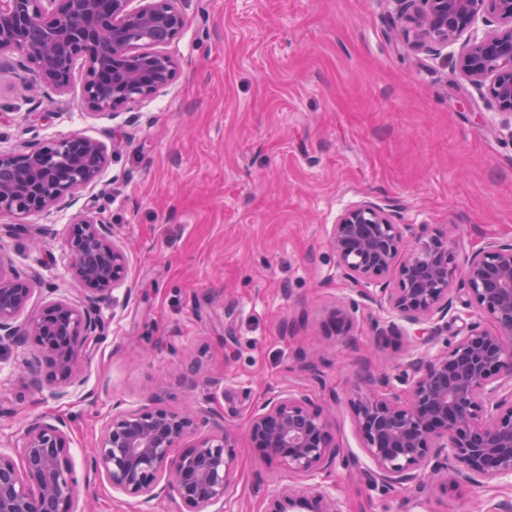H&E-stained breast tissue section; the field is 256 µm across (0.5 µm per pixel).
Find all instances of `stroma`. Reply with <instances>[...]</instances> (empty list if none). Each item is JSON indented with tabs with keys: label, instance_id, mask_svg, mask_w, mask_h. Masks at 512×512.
I'll use <instances>...</instances> for the list:
<instances>
[{
	"label": "stroma",
	"instance_id": "stroma-1",
	"mask_svg": "<svg viewBox=\"0 0 512 512\" xmlns=\"http://www.w3.org/2000/svg\"><path fill=\"white\" fill-rule=\"evenodd\" d=\"M182 9L174 81L120 114L87 113L83 71L67 94L46 98L0 70V148L73 135L116 145L99 181L67 208L0 218V254L38 275L31 310L64 283V239L86 212L126 246L132 289L123 308L102 302L108 335L69 398L44 399L29 384L24 350L0 345V439L53 413L69 421L79 464L116 401L137 405L153 390L181 411L207 403L239 428L234 512H263L265 495L289 475L253 447L247 418L254 405L302 388L358 459L328 478L345 512L512 505V478L443 495L362 476L371 462L348 399L368 364L399 374L411 343L376 338L362 312L340 334L331 315L349 290L328 241L341 210L361 200L390 206L408 247L438 231L463 253L512 241V131L450 59L402 47L393 0H182ZM314 352L315 372L304 371L300 354ZM191 359L209 385L189 387ZM80 497L89 512H185L100 482Z\"/></svg>",
	"mask_w": 512,
	"mask_h": 512
}]
</instances>
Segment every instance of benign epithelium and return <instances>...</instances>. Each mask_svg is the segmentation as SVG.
Masks as SVG:
<instances>
[{
    "label": "benign epithelium",
    "instance_id": "obj_1",
    "mask_svg": "<svg viewBox=\"0 0 512 512\" xmlns=\"http://www.w3.org/2000/svg\"><path fill=\"white\" fill-rule=\"evenodd\" d=\"M395 25L411 51L438 56L451 49L454 72L490 101L512 127V0H394ZM179 0H0V59L15 55L29 86L63 94L85 68L83 104L92 114L116 113L152 100L174 81L178 60L167 51L181 34ZM105 145L72 136L50 145L23 141L0 149V217L62 208L95 184L107 163ZM336 267L350 286L334 311L343 328L372 308L378 338L409 326L416 353L394 377L367 370L350 400L367 477L391 487L420 485L441 467L448 485L512 478V242L490 240L459 257L439 233L403 253L392 210L370 201L343 209L331 225ZM70 282L94 295L55 298L29 311L33 280L0 257V345L39 356L28 362L31 384L52 399L80 383L90 346L106 337L96 298L125 306L128 253L110 225L92 218L68 234ZM475 308L490 322L463 323L448 340V312ZM324 410L298 390L256 405L247 435L292 482L267 499L264 512H342L333 486L317 480L348 459L332 438ZM190 448H183L188 438ZM236 428L201 408L147 402L112 407L82 467L70 453L66 421L37 416L21 443H0V512H74L76 493L91 480L142 503L180 501L187 512H224L235 480Z\"/></svg>",
    "mask_w": 512,
    "mask_h": 512
}]
</instances>
